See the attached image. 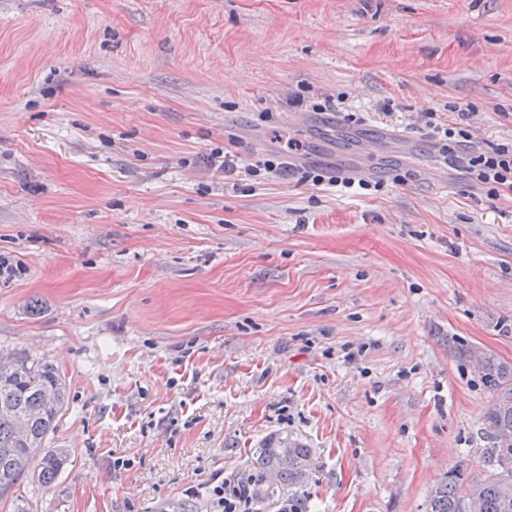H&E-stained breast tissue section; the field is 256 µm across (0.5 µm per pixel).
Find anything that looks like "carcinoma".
I'll use <instances>...</instances> for the list:
<instances>
[{"mask_svg":"<svg viewBox=\"0 0 512 512\" xmlns=\"http://www.w3.org/2000/svg\"><path fill=\"white\" fill-rule=\"evenodd\" d=\"M0 353L12 364L0 367V493H8L24 475L44 447L67 405L66 383L58 368L30 358L20 350ZM461 353L493 397L482 419L481 434L492 447L487 461L493 472L481 480H470L456 466L430 492L427 512H512V365L495 354L469 346ZM20 419L28 421L26 435L16 431ZM313 449L288 438H271L256 449L250 461L253 482L252 512H307L305 487L312 477ZM70 460L65 448L50 449L38 460L37 482L52 486ZM275 475L276 486L266 484Z\"/></svg>","mask_w":512,"mask_h":512,"instance_id":"1","label":"carcinoma"}]
</instances>
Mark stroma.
Here are the masks:
<instances>
[{
	"label": "stroma",
	"instance_id": "obj_1",
	"mask_svg": "<svg viewBox=\"0 0 512 512\" xmlns=\"http://www.w3.org/2000/svg\"><path fill=\"white\" fill-rule=\"evenodd\" d=\"M452 105L476 146L512 139V0H0V347L69 388L66 470L11 497L159 512L191 487L213 512L287 436L309 512L488 477L492 391L457 346L512 363V191L438 157L420 116ZM336 153L386 187L299 180Z\"/></svg>",
	"mask_w": 512,
	"mask_h": 512
}]
</instances>
